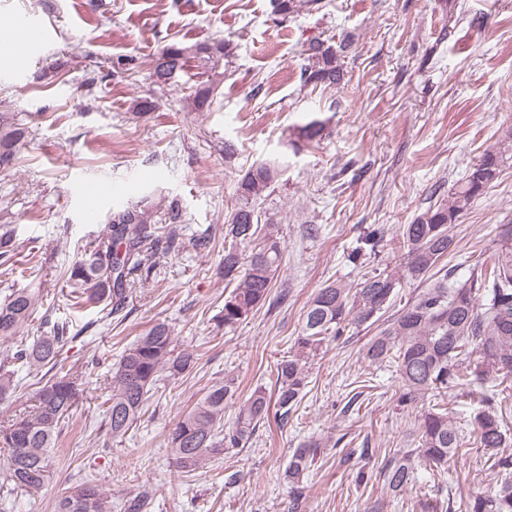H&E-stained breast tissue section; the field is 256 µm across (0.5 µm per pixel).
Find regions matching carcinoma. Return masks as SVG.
<instances>
[{
  "instance_id": "1",
  "label": "carcinoma",
  "mask_w": 512,
  "mask_h": 512,
  "mask_svg": "<svg viewBox=\"0 0 512 512\" xmlns=\"http://www.w3.org/2000/svg\"><path fill=\"white\" fill-rule=\"evenodd\" d=\"M274 15L286 20L299 11V0H271ZM353 44L349 34L315 38L305 53L300 80L304 86L332 87L344 82V59ZM188 49L164 47L153 61V76L161 83L183 68ZM323 125L313 120L291 130L289 145L311 142ZM27 130L0 115V167L15 160L16 145ZM512 158V127L504 130L495 147L473 163L454 188L450 199L436 202L400 226L404 253L402 273L371 272L351 289L339 281L320 288L303 315L296 353L275 364V389L268 395L255 389L241 402L236 420L224 429V405L234 401L238 387L226 378L209 387L205 395L177 422L170 434V459L186 477L224 455L226 448H242L269 418L282 424L297 410L307 387L306 359L317 353L326 339L346 329L377 326L364 349V358L396 367L401 387L397 402L403 407L430 400L420 416L412 443L399 448L381 469L385 486L402 496L418 480L414 458L446 466L467 445L489 453L494 475L493 493L465 501V512H512V426L503 415L498 397L512 388V227L501 229L502 245L472 264L464 282L453 280L454 270L445 259L457 248L450 233L467 210L496 181L504 163ZM283 162L269 159L245 171L237 182L235 204L224 224V280L233 289L224 295L216 316L217 326L231 332L246 322L270 297L273 281L283 262L279 225L261 220L256 203L266 197L278 179ZM157 205L149 194L138 204L112 212L105 233L90 242L74 259L64 277L79 301L103 305L104 319L122 315L130 278L140 273L149 281L157 272V255L168 254L178 244L182 208L175 199L167 206L164 222L155 220ZM15 236L12 224H0V258L7 260ZM422 285L402 309L384 316L402 279ZM39 288H16L0 302V340L13 342L0 358V401L15 393L18 370L37 379L36 404L28 415L0 425V446L10 450L3 486L30 491L40 487L48 468V449L67 426L87 382L60 358L73 325L45 319L48 325L32 341L17 338L19 330L43 305ZM195 354L176 350L170 327L158 322L138 337L106 378L98 383V397L106 405L112 438H123L137 422L154 385L193 368ZM495 382L481 392L467 420H457L446 402L476 383ZM275 414H270V411ZM327 443L312 439L293 451L284 472L292 491L299 492ZM57 512H112V493L94 479L85 480L59 500Z\"/></svg>"
}]
</instances>
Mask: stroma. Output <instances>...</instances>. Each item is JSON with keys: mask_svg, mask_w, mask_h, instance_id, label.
<instances>
[{"mask_svg": "<svg viewBox=\"0 0 512 512\" xmlns=\"http://www.w3.org/2000/svg\"><path fill=\"white\" fill-rule=\"evenodd\" d=\"M321 2L279 24L269 0H0V24L47 35L31 59L0 63V113L29 130L14 165L0 168V224L16 227L0 300L29 285L47 292L46 307L81 331L61 355L93 384L158 322L197 356L191 371L158 384L121 439L95 391L84 392L41 487L17 492L13 512H55L90 474L111 489L112 512L135 498L146 500L145 512H461L449 497L492 491L483 454L463 448L444 475L420 471L405 500L389 496L383 460L409 447L420 411L398 405L395 368L363 360L371 332L360 328L308 359L305 396L287 426L260 425L252 443L225 450L189 484L168 455L174 425L224 376L244 397L273 390L272 370L292 351L309 299L327 282L353 286L364 276L345 260L358 239L381 231L374 266L397 270L400 225L449 199L512 126V0ZM344 32L355 37L344 83L302 87L305 43ZM220 40L233 53L216 69L196 57L174 84L154 82L151 62L164 46ZM120 58L136 59V68L85 87L90 71ZM203 82L213 101L195 112L190 99ZM147 96L154 110L133 112ZM312 120L323 122L322 138L288 147V128ZM275 157L287 164L258 209L281 227L284 262L272 293L283 301L224 335L214 321L224 305V220L240 175ZM139 181L180 201L185 231L155 279L134 284L125 320L105 322L99 308L68 305L62 272L112 211L133 203L126 189ZM502 224L512 225V163L452 227L458 248L448 263L458 279L474 255L499 246ZM203 233L214 243L201 251L192 240ZM357 392L360 407L347 409ZM327 437L337 447L322 450L293 496L282 479L293 449ZM361 470L368 484H357Z\"/></svg>", "mask_w": 512, "mask_h": 512, "instance_id": "1", "label": "stroma"}]
</instances>
